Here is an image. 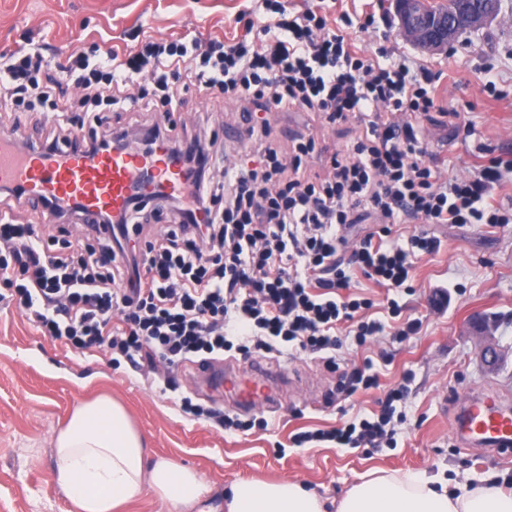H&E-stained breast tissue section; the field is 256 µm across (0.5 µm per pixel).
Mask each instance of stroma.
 I'll return each mask as SVG.
<instances>
[{"label":"stroma","instance_id":"obj_1","mask_svg":"<svg viewBox=\"0 0 512 512\" xmlns=\"http://www.w3.org/2000/svg\"><path fill=\"white\" fill-rule=\"evenodd\" d=\"M288 12L312 9L337 24L349 14V38L371 59L381 53L404 58L411 71L429 70L439 78V110L415 118L425 146L443 164L445 177H471L496 158H512V23H492L459 39L448 53L430 55L404 41L387 0H285ZM372 26H364L366 13ZM257 0H0V57L49 47L55 59L79 54L97 60L107 50L136 47L135 34L145 30L172 41L184 36L230 39L243 22L264 20ZM494 81L495 92L484 88ZM64 101L69 115L81 116L85 137L116 132L138 133L153 120L144 112H115L111 107H84L79 90L69 89ZM171 115L178 131L215 138L227 162L244 151L237 129L244 125L241 103L225 100L221 91L203 99L196 89L183 93L178 105L158 103ZM57 112L28 110L18 105L0 110V127L15 131L19 145L43 142ZM267 118L282 150L291 134L312 133L314 172L324 160L350 147L366 130L356 117L327 124L310 112H271ZM14 220L38 225L59 242L86 239L80 215L61 219L28 204H13ZM400 238L427 232L439 248L423 255L413 277L396 293L402 320L420 324L407 338L392 328L357 346L344 336L336 367L321 355L295 352L262 355V362L284 375L271 386V401L246 409L235 397L224 396L197 377L196 366L159 364L157 372L134 371L114 363L110 349L81 353L43 336L14 303L4 302L0 283V512H68L69 504L53 479L51 438L76 404L101 394L122 404L138 430L150 458H172L198 472L209 485L207 499L223 512L224 494L239 479L303 482L336 512L346 491L369 471L434 475L479 485L494 477L512 489V455L494 456L482 448L462 450L451 432L454 404L484 389L512 394V359L496 373L486 372L466 327L477 315L497 323L495 338L512 349V223L401 224ZM448 303L437 306L438 290ZM372 359L382 386L410 375L408 395L398 403L402 422L393 439L376 448H347L332 441L296 445L295 434L329 431L343 423L372 417L380 389L360 390L327 403L341 373ZM170 374L175 390L162 392L161 375ZM218 408L243 421L251 430H227L181 409L183 398Z\"/></svg>","mask_w":512,"mask_h":512}]
</instances>
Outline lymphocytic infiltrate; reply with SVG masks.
<instances>
[{
    "label": "lymphocytic infiltrate",
    "instance_id": "obj_1",
    "mask_svg": "<svg viewBox=\"0 0 512 512\" xmlns=\"http://www.w3.org/2000/svg\"><path fill=\"white\" fill-rule=\"evenodd\" d=\"M262 3L276 20L247 23L228 41L195 38L186 45L145 36L129 53L59 65L44 83L40 56L25 54L5 66L0 103L32 95L52 102L73 83L89 104L150 112L151 98L129 93L146 73L169 102L181 99L172 81L181 75L202 96L219 89L228 100L258 101L266 115L315 112L333 123L356 114L366 121L364 136L333 154L321 177L306 168L314 137L298 134L294 155L283 161L265 116L245 130L252 156L225 167L220 180L212 174L219 158L200 137L175 139L170 124L154 122L144 151L169 144L190 188L189 201L179 202L174 224L158 238L137 222L139 201L107 225L98 248L76 255L52 250L34 225L0 218V281L43 335L80 351L108 347L140 370L229 351L247 358L282 346L336 351L343 346L336 328L349 322L362 346L384 326L360 319L372 303L349 295L345 264L396 291L411 279L420 254L437 244L414 234L399 245L390 239L393 225L505 223L489 187L512 160H493L479 178L465 180L444 179L425 160L411 116L435 107L430 72L411 73L402 60L374 63L313 10L290 14L280 0ZM372 215L379 229L343 258L344 229ZM407 392V383H398L386 390L374 419L305 432L295 441L376 443Z\"/></svg>",
    "mask_w": 512,
    "mask_h": 512
}]
</instances>
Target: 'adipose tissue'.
Masks as SVG:
<instances>
[{
	"instance_id": "1",
	"label": "adipose tissue",
	"mask_w": 512,
	"mask_h": 512,
	"mask_svg": "<svg viewBox=\"0 0 512 512\" xmlns=\"http://www.w3.org/2000/svg\"><path fill=\"white\" fill-rule=\"evenodd\" d=\"M53 448L55 482L72 512H119L148 494L167 512H212L202 477L171 458L149 460L126 410L109 395L75 405ZM230 493L225 512H324L323 501L295 480H240ZM337 512H512V493L495 484L390 474L352 486Z\"/></svg>"
}]
</instances>
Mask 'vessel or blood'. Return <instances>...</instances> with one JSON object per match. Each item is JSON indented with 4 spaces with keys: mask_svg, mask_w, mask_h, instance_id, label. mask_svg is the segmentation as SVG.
Masks as SVG:
<instances>
[{
    "mask_svg": "<svg viewBox=\"0 0 512 512\" xmlns=\"http://www.w3.org/2000/svg\"><path fill=\"white\" fill-rule=\"evenodd\" d=\"M0 186L20 188L32 205L46 200L78 205L90 223L108 211L119 214L133 192L168 199L185 191L180 164L162 145L148 154L135 149L93 156L79 150L50 154L19 147L6 134L0 136ZM277 377V371L253 362L248 373L236 378L241 400L249 398V383ZM453 429L462 447L511 453L512 402L495 393L467 396L456 404Z\"/></svg>",
    "mask_w": 512,
    "mask_h": 512,
    "instance_id": "1",
    "label": "vessel or blood"
}]
</instances>
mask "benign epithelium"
<instances>
[{"instance_id":"1","label":"benign epithelium","mask_w":512,"mask_h":512,"mask_svg":"<svg viewBox=\"0 0 512 512\" xmlns=\"http://www.w3.org/2000/svg\"><path fill=\"white\" fill-rule=\"evenodd\" d=\"M503 0H479L477 6L464 3L448 12H430L422 7L421 0H393L394 16L398 31L414 47L430 53H445L456 43L460 33L478 31L504 16ZM472 335L478 337L477 352L489 372L499 370L505 361L504 352L494 340V327L487 321L472 322Z\"/></svg>"}]
</instances>
